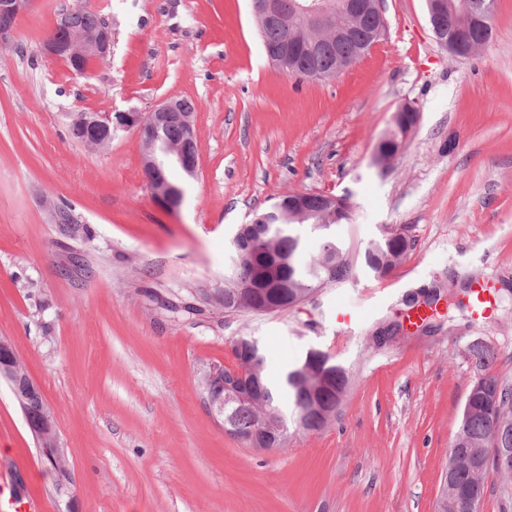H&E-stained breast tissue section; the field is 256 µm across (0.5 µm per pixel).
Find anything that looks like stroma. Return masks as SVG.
Returning <instances> with one entry per match:
<instances>
[{
  "label": "stroma",
  "instance_id": "1",
  "mask_svg": "<svg viewBox=\"0 0 512 512\" xmlns=\"http://www.w3.org/2000/svg\"><path fill=\"white\" fill-rule=\"evenodd\" d=\"M98 13L112 54L85 74L47 56L62 10ZM386 33L325 81L266 56L250 0H35L0 47V338L52 413L66 472L49 464L0 379V472L47 512H434L480 342L512 382V0L487 47L457 60L425 0H382ZM195 102L197 175L179 209L146 185L142 142L68 134L77 112ZM416 131L386 166L377 142L403 103ZM348 197L332 229L354 275L285 312L227 313L237 225L280 195ZM388 224L414 247L390 276L362 265ZM475 278L484 317L439 304L384 345L407 295ZM349 323L337 322L338 312ZM255 337L271 377L307 348L349 368L332 421L262 452L227 434L203 368Z\"/></svg>",
  "mask_w": 512,
  "mask_h": 512
}]
</instances>
